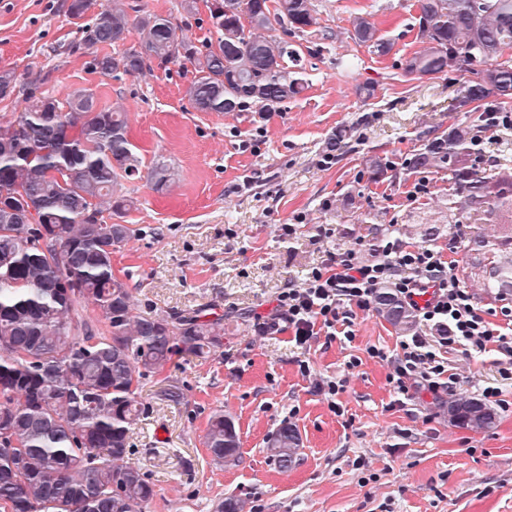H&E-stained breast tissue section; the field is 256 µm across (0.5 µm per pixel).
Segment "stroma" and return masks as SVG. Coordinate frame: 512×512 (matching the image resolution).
Wrapping results in <instances>:
<instances>
[{
    "label": "stroma",
    "mask_w": 512,
    "mask_h": 512,
    "mask_svg": "<svg viewBox=\"0 0 512 512\" xmlns=\"http://www.w3.org/2000/svg\"><path fill=\"white\" fill-rule=\"evenodd\" d=\"M135 2L175 18L194 42L213 34L208 0H197L192 15L182 0ZM313 2L327 37L304 58L308 86L261 119L195 111L181 62L105 77L87 69L86 55L57 53L79 36L67 0H0V69L50 73L39 91L59 99L83 87L100 106H121L144 167L163 160L179 173L161 192L143 179L123 184L135 205L120 221L134 234L115 249L112 265L136 312L224 317L220 348L174 356L143 388L149 411L133 428L130 460L154 483L146 512H215L228 497L240 499L243 512H512V380L498 373L497 345L472 355L456 345L441 349L453 384L433 393L412 378L403 394L389 378L405 335L376 309L341 306L353 339L321 332L301 348L285 324L264 332L255 325L256 315L271 314L281 288L303 287L308 269L330 254L352 248L368 265L382 256L374 241L395 239L454 262L485 321L512 336V296L484 286L500 259L496 217L463 209L447 170L406 167L427 139L465 127L481 138L469 164L512 174V130L484 128L485 113H512V99L461 110L456 98L467 74H406L420 47L417 0ZM357 16L391 43L388 54L357 43ZM338 136L343 147L330 152ZM371 157L388 166L383 182L369 177ZM291 223L296 235L282 240L279 225ZM422 224L438 225V234L423 239ZM479 240L484 248H476ZM329 381L341 387L336 397L319 389ZM488 386L503 399L494 428L449 422L450 397ZM168 388L181 393L180 403L163 399ZM217 409L239 436L232 465L216 463L204 445ZM286 421L302 444L283 470L266 443Z\"/></svg>",
    "instance_id": "1"
}]
</instances>
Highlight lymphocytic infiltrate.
<instances>
[{
    "mask_svg": "<svg viewBox=\"0 0 512 512\" xmlns=\"http://www.w3.org/2000/svg\"><path fill=\"white\" fill-rule=\"evenodd\" d=\"M421 321L438 332L437 344L414 335L401 341L402 354L395 371L398 391H406V381L419 375L429 390H437L445 368L437 358L435 345L456 344L469 353L485 352L495 343L512 356V344L497 333L477 312L468 290L455 274L445 271L438 252L429 248L407 249L398 242H387L381 259L370 265L355 263L352 252L324 260L310 269L306 285L286 288L277 296V306L294 332L296 346H304L315 328H335L339 308L353 304L368 308L379 288L386 282Z\"/></svg>",
    "mask_w": 512,
    "mask_h": 512,
    "instance_id": "f902f5d3",
    "label": "lymphocytic infiltrate"
}]
</instances>
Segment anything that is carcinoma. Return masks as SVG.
<instances>
[{"label": "carcinoma", "instance_id": "obj_1", "mask_svg": "<svg viewBox=\"0 0 512 512\" xmlns=\"http://www.w3.org/2000/svg\"><path fill=\"white\" fill-rule=\"evenodd\" d=\"M422 47L408 74L456 69L472 73L459 106L512 96V0H418ZM93 0H69L81 37L72 53L137 45L120 58L93 53L102 75L136 76L151 63L191 64L185 96L199 112H278L305 88L295 67L300 50L286 36L321 33L311 0H211L217 34L196 45L170 19L108 0L89 21ZM354 36L382 55L391 43L367 19ZM473 138L464 129L426 140L409 159L413 170L436 163L465 193L462 206H483L511 219L512 178L480 176L461 163ZM174 169H142L124 112L98 104L89 89L59 101L29 94L22 111L0 123V512H143L155 494L129 461L133 426L145 415L144 380L177 354L202 357L222 346L224 316L197 310L177 316L134 312L130 288L112 268V252L130 239L125 224L104 220L133 204L122 180L146 179L163 190ZM492 287L512 282V251L501 257ZM376 309L395 330L410 332L413 311L389 289ZM450 422L476 432L496 413L466 393L448 399ZM218 462L238 459L233 419L214 411L204 436ZM300 434L282 424L267 441L282 469L296 462Z\"/></svg>", "mask_w": 512, "mask_h": 512}]
</instances>
